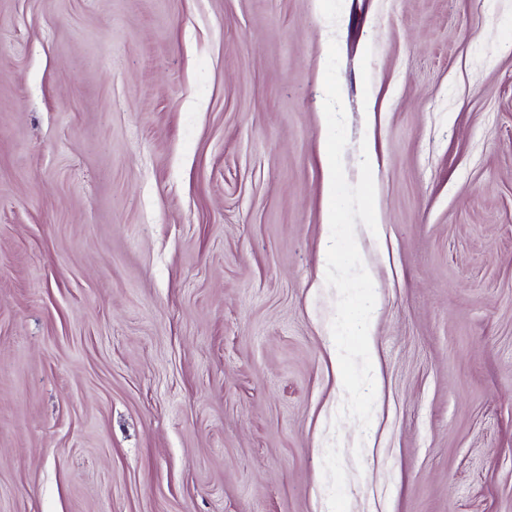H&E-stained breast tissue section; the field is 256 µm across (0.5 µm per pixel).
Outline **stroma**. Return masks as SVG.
I'll return each mask as SVG.
<instances>
[{"label":"stroma","mask_w":512,"mask_h":512,"mask_svg":"<svg viewBox=\"0 0 512 512\" xmlns=\"http://www.w3.org/2000/svg\"><path fill=\"white\" fill-rule=\"evenodd\" d=\"M0 512H512V0H0Z\"/></svg>","instance_id":"obj_1"}]
</instances>
